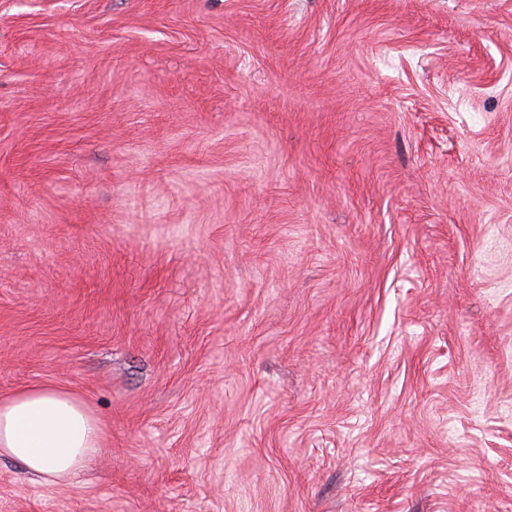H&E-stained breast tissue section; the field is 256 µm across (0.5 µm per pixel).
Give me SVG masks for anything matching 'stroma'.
Returning <instances> with one entry per match:
<instances>
[{
	"label": "stroma",
	"mask_w": 512,
	"mask_h": 512,
	"mask_svg": "<svg viewBox=\"0 0 512 512\" xmlns=\"http://www.w3.org/2000/svg\"><path fill=\"white\" fill-rule=\"evenodd\" d=\"M0 512H512V0H0ZM102 437L99 420L71 390L32 386L0 397V456L43 478L78 476L102 448Z\"/></svg>",
	"instance_id": "1"
}]
</instances>
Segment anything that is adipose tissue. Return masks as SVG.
Masks as SVG:
<instances>
[{"instance_id": "ef3b65f1", "label": "adipose tissue", "mask_w": 512, "mask_h": 512, "mask_svg": "<svg viewBox=\"0 0 512 512\" xmlns=\"http://www.w3.org/2000/svg\"><path fill=\"white\" fill-rule=\"evenodd\" d=\"M103 430L88 404L63 388L24 387L0 397V456L60 482L98 454Z\"/></svg>"}]
</instances>
